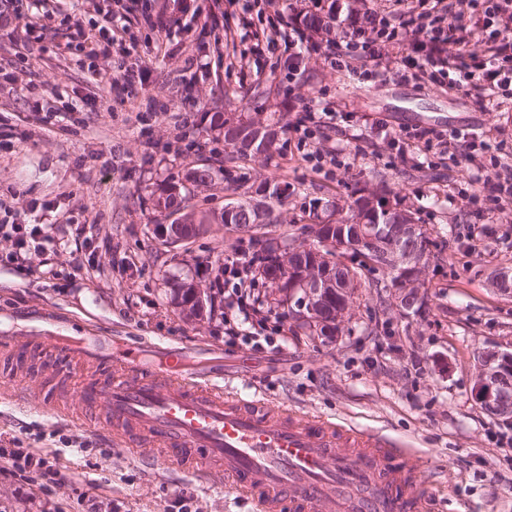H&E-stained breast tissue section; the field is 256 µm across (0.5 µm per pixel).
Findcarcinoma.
Segmentation results:
<instances>
[{
	"mask_svg": "<svg viewBox=\"0 0 512 512\" xmlns=\"http://www.w3.org/2000/svg\"><path fill=\"white\" fill-rule=\"evenodd\" d=\"M266 124L261 117L243 119L227 116L224 118V158L217 160V166L198 168L191 172L192 182L210 184L219 176L224 182H234V172L255 155L267 158L278 152V131L276 125ZM288 182L264 180L255 193L268 199L263 211L247 201L236 200L230 216H211L194 211L185 213V225L169 224L168 232L187 231V225L203 226L219 221L224 227L249 234L251 258L257 263L255 271L262 285L274 292V304L283 308L281 317L291 319L297 331L305 336H325L340 329L349 315L354 294L358 288L370 287L402 294V307H410L411 313L421 310L416 304L421 288L424 268L409 267L411 259L422 256L426 251L439 249L436 239L425 224L417 222L415 213L401 207L400 199L390 200L387 194L368 185L354 184L344 204L335 200L315 198L309 203L313 209H321L326 220L310 225L311 243L285 248L273 244L265 228L282 223L281 209L286 205ZM188 198L173 193L159 195L156 207L160 210L171 208L184 210ZM353 224H367L374 234L375 245L367 252L345 249L331 252L321 247L323 237H334L350 232ZM321 282L319 299L311 310L300 311L292 301L291 290L312 287ZM172 301L179 308L182 318L194 322L203 317L207 303L214 301L212 295L189 280L176 284L172 289ZM497 397L494 404L484 406L493 414L512 413V370H504L495 379Z\"/></svg>",
	"mask_w": 512,
	"mask_h": 512,
	"instance_id": "cac0c4a2",
	"label": "carcinoma"
}]
</instances>
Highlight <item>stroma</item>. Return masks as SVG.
Segmentation results:
<instances>
[{
	"instance_id": "obj_1",
	"label": "stroma",
	"mask_w": 512,
	"mask_h": 512,
	"mask_svg": "<svg viewBox=\"0 0 512 512\" xmlns=\"http://www.w3.org/2000/svg\"><path fill=\"white\" fill-rule=\"evenodd\" d=\"M184 12L163 0H133L120 41L108 44L97 74L70 57L27 50L35 19L27 0L0 17V225L50 224L57 247L24 264H0V335L60 330L104 334L114 355L138 344L146 365L180 351L198 381L349 429L378 432L414 452L431 479L429 512H512V424L475 404L474 354L512 344V299L491 284L512 269V210L477 211L469 197L474 163L461 149L395 159L373 123L397 132L414 126L447 131L463 125L512 135V98L481 110L482 88L451 91L391 70L360 78L330 57L327 44L295 46V0H185ZM111 0H45L41 22L72 34L107 26ZM163 14L161 26L144 12ZM284 19L274 47L257 55L252 33ZM144 78L137 97L112 109L114 80ZM80 111H66L68 103ZM356 113L368 122L360 139L346 124L299 145L279 134L281 155L258 156L241 170L237 197H253L264 178L281 175L293 190L283 222L270 234L288 242L293 225L312 223L309 202L345 199L355 181L399 193L446 247L427 264L428 299L418 315L402 316L362 288L353 317L332 336L289 333L268 313L266 331L283 330L278 348L257 353L224 343L221 315L190 324L171 301L167 275L213 281L207 264L234 254L242 233L223 225L184 243L179 253L155 240L154 200L172 185L193 193L199 211H223V181L195 186L190 171L224 154L215 113L296 116L303 103ZM335 153L313 169L306 152ZM496 234L473 243L471 231ZM28 371L0 374V450L22 438L49 457L64 481L45 492L32 473L0 458V512H255L253 504L217 483L215 475L170 469L137 449L110 441L101 416H85L76 395L59 412L37 407Z\"/></svg>"
}]
</instances>
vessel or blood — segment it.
Returning a JSON list of instances; mask_svg holds the SVG:
<instances>
[{
    "instance_id": "b4317fda",
    "label": "vessel or blood",
    "mask_w": 512,
    "mask_h": 512,
    "mask_svg": "<svg viewBox=\"0 0 512 512\" xmlns=\"http://www.w3.org/2000/svg\"><path fill=\"white\" fill-rule=\"evenodd\" d=\"M0 352L42 376L72 375L100 365L77 395L104 414L106 430L162 449L171 467L189 471L212 463L258 512H424L427 483L415 460L397 464L398 449L381 436L282 413L261 399L225 393L222 385L149 367L138 348L120 357L109 337L72 338L49 330L0 336Z\"/></svg>"
}]
</instances>
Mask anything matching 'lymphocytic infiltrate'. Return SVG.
Here are the masks:
<instances>
[{"label":"lymphocytic infiltrate","mask_w":512,"mask_h":512,"mask_svg":"<svg viewBox=\"0 0 512 512\" xmlns=\"http://www.w3.org/2000/svg\"><path fill=\"white\" fill-rule=\"evenodd\" d=\"M458 11L449 10L446 0H386L382 12L354 20L352 30L333 50L339 57L373 61V76L393 67L408 68L424 83L447 78L449 89L462 91L478 84L487 94L481 107L490 104L489 94L512 86V0H465ZM459 48L448 52L449 45ZM456 141L467 152H490L491 165H498L505 141L493 140L489 131L464 128L443 134L429 127H417L387 143L396 144L400 155L429 154L434 145ZM7 237L12 249L8 261L16 262L54 244L43 224L11 225ZM246 254L224 263V341L242 343L254 351L274 346L276 340L250 331L249 323L259 312L250 292Z\"/></svg>","instance_id":"f902f5d3"}]
</instances>
